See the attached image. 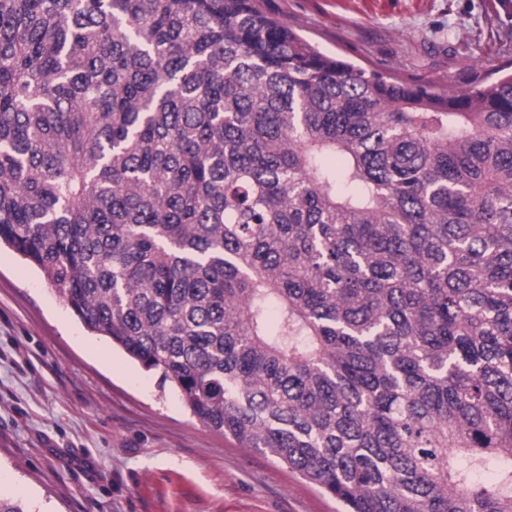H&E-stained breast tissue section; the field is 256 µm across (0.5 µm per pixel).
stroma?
Segmentation results:
<instances>
[{
    "mask_svg": "<svg viewBox=\"0 0 512 512\" xmlns=\"http://www.w3.org/2000/svg\"><path fill=\"white\" fill-rule=\"evenodd\" d=\"M319 51L466 90L512 71V0H260ZM0 495L26 512H341L277 459L206 427L0 249Z\"/></svg>",
    "mask_w": 512,
    "mask_h": 512,
    "instance_id": "1",
    "label": "stroma"
}]
</instances>
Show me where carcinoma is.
Here are the masks:
<instances>
[{"mask_svg": "<svg viewBox=\"0 0 512 512\" xmlns=\"http://www.w3.org/2000/svg\"><path fill=\"white\" fill-rule=\"evenodd\" d=\"M347 512H512V76L257 0H0V244Z\"/></svg>", "mask_w": 512, "mask_h": 512, "instance_id": "obj_1", "label": "carcinoma"}]
</instances>
